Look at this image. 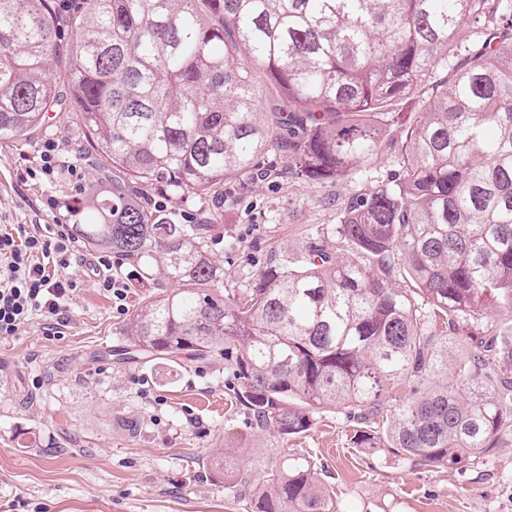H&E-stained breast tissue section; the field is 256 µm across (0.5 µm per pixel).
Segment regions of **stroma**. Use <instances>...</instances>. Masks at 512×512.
<instances>
[{"label": "stroma", "mask_w": 512, "mask_h": 512, "mask_svg": "<svg viewBox=\"0 0 512 512\" xmlns=\"http://www.w3.org/2000/svg\"><path fill=\"white\" fill-rule=\"evenodd\" d=\"M49 140L77 166L81 183L37 177ZM94 156L70 112L27 142H0V225L71 223V208L89 202L80 186L109 185ZM403 161L400 147L386 146L349 178L322 185L295 179L277 162L274 175L216 211L211 254L225 286L242 287L271 248L296 251L311 232L338 223L343 202ZM138 197L182 222L203 216L199 198L158 185L141 187ZM93 255L80 245L71 259L83 285L65 335H44L35 320L0 339V512H239L210 467L219 448L234 449L257 482L269 451L309 456L347 512L370 504L389 512H512L511 433L480 464L414 468L355 447L354 423L334 408L285 442L252 429L224 396L223 367L187 366L179 357L115 363L128 316L97 288Z\"/></svg>", "instance_id": "obj_1"}]
</instances>
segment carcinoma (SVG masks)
Segmentation results:
<instances>
[{
	"label": "carcinoma",
	"instance_id": "1",
	"mask_svg": "<svg viewBox=\"0 0 512 512\" xmlns=\"http://www.w3.org/2000/svg\"><path fill=\"white\" fill-rule=\"evenodd\" d=\"M488 1L499 22L399 131L401 169L244 287L210 258L213 222L134 195L222 198L271 175V155L304 179L347 178L382 147L385 108L454 56ZM51 112L77 113L112 168V190L73 209L75 236L166 282L118 360L222 365L230 404L282 440L339 407L357 446L412 467L478 463L512 431V329L488 318L512 310V0H0V141ZM461 332L480 347L450 364ZM210 465L244 512H345L307 457L267 459L257 485L231 451Z\"/></svg>",
	"mask_w": 512,
	"mask_h": 512
}]
</instances>
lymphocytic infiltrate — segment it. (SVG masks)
Segmentation results:
<instances>
[{"instance_id": "1", "label": "lymphocytic infiltrate", "mask_w": 512, "mask_h": 512, "mask_svg": "<svg viewBox=\"0 0 512 512\" xmlns=\"http://www.w3.org/2000/svg\"><path fill=\"white\" fill-rule=\"evenodd\" d=\"M76 239L66 224L0 228V338L41 319L47 336L65 335L82 282L68 268Z\"/></svg>"}]
</instances>
